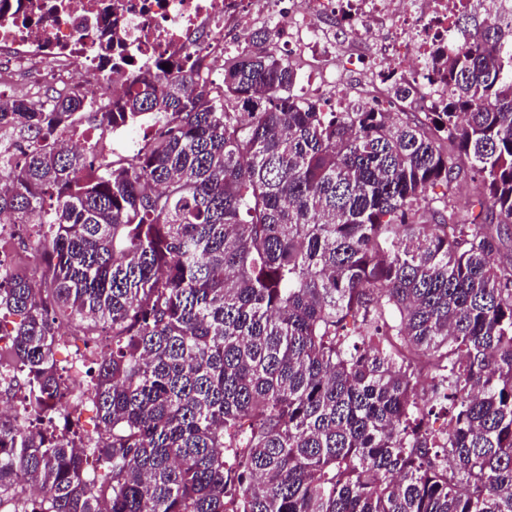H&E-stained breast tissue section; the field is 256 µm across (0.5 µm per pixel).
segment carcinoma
<instances>
[{"label":"carcinoma","instance_id":"carcinoma-1","mask_svg":"<svg viewBox=\"0 0 512 512\" xmlns=\"http://www.w3.org/2000/svg\"><path fill=\"white\" fill-rule=\"evenodd\" d=\"M470 18L422 118L320 111L269 29L221 87L161 59L104 107L0 96V215L41 228L46 295L0 280L29 416L67 394L63 319L112 329L84 371L109 442L0 421V512L23 477L32 512H512V29ZM85 112L157 127L101 167L55 140Z\"/></svg>","mask_w":512,"mask_h":512}]
</instances>
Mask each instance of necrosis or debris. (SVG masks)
Segmentation results:
<instances>
[{
  "mask_svg": "<svg viewBox=\"0 0 512 512\" xmlns=\"http://www.w3.org/2000/svg\"><path fill=\"white\" fill-rule=\"evenodd\" d=\"M23 9L0 10V59L22 68L48 65L73 73L69 88L97 85L94 103L120 96L125 86L100 82L111 65L98 53L103 24L120 37L132 69L167 59L191 68L202 48L223 46L224 34L243 30L252 14L277 15L275 37L287 54L334 58L333 69L308 71L301 86L309 98H331L337 112L359 106L391 111L392 71L416 85L417 111H432L448 87L431 63L463 39L457 15L469 8L512 25V0H23Z\"/></svg>",
  "mask_w": 512,
  "mask_h": 512,
  "instance_id": "1",
  "label": "necrosis or debris"
}]
</instances>
